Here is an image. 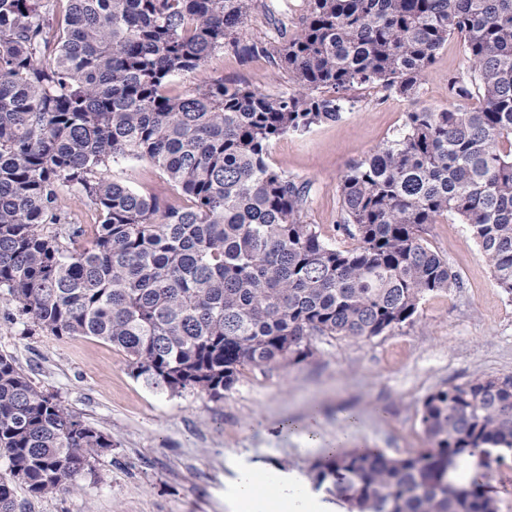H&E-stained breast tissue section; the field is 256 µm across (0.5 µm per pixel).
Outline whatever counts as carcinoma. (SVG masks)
Listing matches in <instances>:
<instances>
[{"label":"carcinoma","mask_w":512,"mask_h":512,"mask_svg":"<svg viewBox=\"0 0 512 512\" xmlns=\"http://www.w3.org/2000/svg\"><path fill=\"white\" fill-rule=\"evenodd\" d=\"M258 0H0V292L41 331L120 348L137 378L224 397L247 368L299 362L315 336L370 340L414 321L459 284L422 236L451 215L469 226L512 295V0H306L277 43L238 35ZM463 40L449 80L469 109L406 113L401 134L348 165L327 243L309 198L268 162L270 144L342 119L347 92L408 98L438 51ZM268 54L294 88L279 96L222 82L172 95L168 81L218 48ZM145 158L173 205L105 176ZM74 188L98 213L86 229L58 204ZM429 447L402 457L351 449L317 464L350 512H498L453 467L512 452V375L427 396ZM110 436L45 395L0 354V512L15 486L74 490Z\"/></svg>","instance_id":"1"}]
</instances>
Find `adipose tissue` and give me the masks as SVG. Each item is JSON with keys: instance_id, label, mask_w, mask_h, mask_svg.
<instances>
[{"instance_id": "ef3b65f1", "label": "adipose tissue", "mask_w": 512, "mask_h": 512, "mask_svg": "<svg viewBox=\"0 0 512 512\" xmlns=\"http://www.w3.org/2000/svg\"><path fill=\"white\" fill-rule=\"evenodd\" d=\"M259 476V469L251 466L239 470L232 497L234 512H310L297 474L268 486L261 484Z\"/></svg>"}]
</instances>
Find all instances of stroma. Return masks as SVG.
I'll return each mask as SVG.
<instances>
[{
  "instance_id": "stroma-1",
  "label": "stroma",
  "mask_w": 512,
  "mask_h": 512,
  "mask_svg": "<svg viewBox=\"0 0 512 512\" xmlns=\"http://www.w3.org/2000/svg\"><path fill=\"white\" fill-rule=\"evenodd\" d=\"M263 2L266 9L250 23L245 41L280 40L283 30L296 29L305 9V0ZM462 60V40L451 37L416 99L362 85L351 91L340 121L273 144L269 164L307 187V220L326 239L339 238L338 184L349 163L396 138L414 108L475 105V98L454 97L448 88ZM217 81L270 96L290 88L271 58L260 53L244 60L227 47L194 72L173 76L169 90ZM107 175L134 190L173 194L164 173L145 159L116 158ZM422 235L459 273V287L426 297L414 323L372 340L318 336L301 362L244 370L219 400L146 385L121 350L96 337L28 331V318L0 295V354L11 356L44 394L112 439L77 490L35 498L17 487L20 512H230L237 470L246 465L261 466L274 479L298 472L305 492L322 493L335 512H348L316 480L315 465L338 436L348 435L351 448L406 455L427 445L420 424L427 395L476 376L512 374V296L497 287L468 226L444 216ZM348 413L355 426L347 425ZM312 418L317 447L288 428Z\"/></svg>"
}]
</instances>
